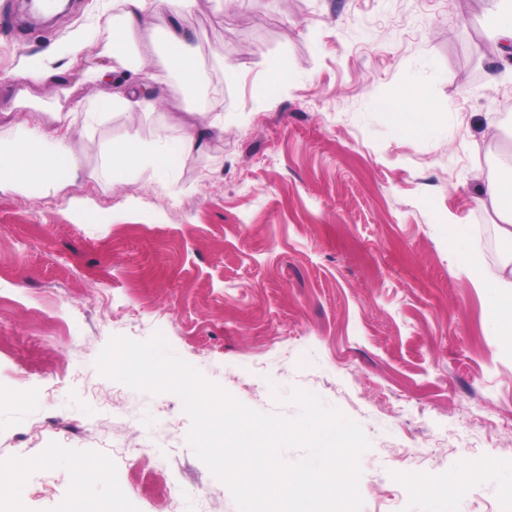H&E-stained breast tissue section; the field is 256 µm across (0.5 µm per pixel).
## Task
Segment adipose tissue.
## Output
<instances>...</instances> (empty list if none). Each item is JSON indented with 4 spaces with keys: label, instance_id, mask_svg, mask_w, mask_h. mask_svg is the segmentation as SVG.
I'll use <instances>...</instances> for the list:
<instances>
[{
    "label": "adipose tissue",
    "instance_id": "1",
    "mask_svg": "<svg viewBox=\"0 0 512 512\" xmlns=\"http://www.w3.org/2000/svg\"><path fill=\"white\" fill-rule=\"evenodd\" d=\"M120 17L119 43H106L102 62L93 63L83 71L85 83L95 86L110 81L113 74L126 69L127 62L121 44L135 43L138 34L151 27L161 13H168L170 24L166 31L167 63L179 71L187 82H195V54L188 33L180 24L182 14L190 10L195 0H114ZM153 105L152 94L142 84L129 81L124 95L94 104L75 101L68 113H55L51 124H35L23 129L10 142L0 141V188H36L49 192L74 182L82 170L81 159L73 147L75 130L72 114L83 116L84 126H92L120 109L146 112ZM376 107L385 112L400 130L419 134L429 129L437 119L436 111L423 98L419 87L407 86L396 94L377 100ZM209 135L208 128L188 129L182 139L164 145L127 137L109 143L105 162L113 174L126 171L162 172L177 161L185 159ZM448 244L460 250L461 267L469 280L479 288L488 289V326L492 335L512 344V265L492 268L464 251L462 224L449 222Z\"/></svg>",
    "mask_w": 512,
    "mask_h": 512
}]
</instances>
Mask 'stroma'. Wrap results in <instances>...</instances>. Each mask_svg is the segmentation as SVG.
<instances>
[{"label":"stroma","instance_id":"obj_1","mask_svg":"<svg viewBox=\"0 0 512 512\" xmlns=\"http://www.w3.org/2000/svg\"><path fill=\"white\" fill-rule=\"evenodd\" d=\"M110 0H74L48 24L0 0V139L32 117L15 72L60 71L28 87L41 123L68 101L123 94L84 82L68 46L95 54ZM166 16L126 50L160 94L113 112L76 144L82 174L61 190H0V512H237L187 442L170 393L131 389L95 360L112 337L161 333L208 382L254 409L296 417L271 391L299 387L356 421L362 512H512V346L487 327V293L459 269L448 219L492 267L500 222L478 197L512 177V64L487 0H196L183 19L197 49L185 86L165 64ZM483 44V55L472 51ZM286 89L257 91L279 67ZM420 87L440 121L400 132L377 99ZM224 130L162 178L105 169L101 147L133 134ZM499 125L486 141V123Z\"/></svg>","mask_w":512,"mask_h":512}]
</instances>
